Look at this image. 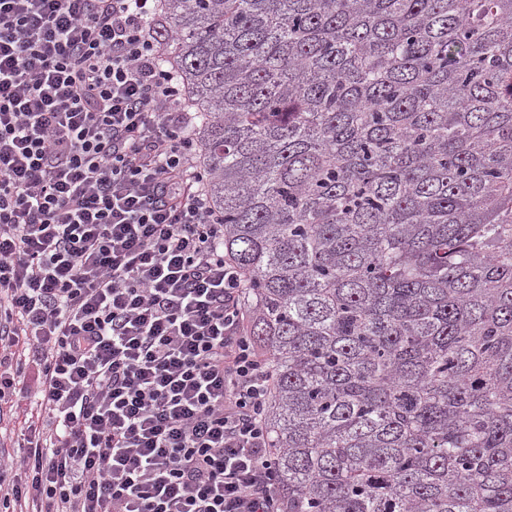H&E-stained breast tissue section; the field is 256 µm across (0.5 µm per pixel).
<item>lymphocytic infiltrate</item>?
Instances as JSON below:
<instances>
[{"mask_svg": "<svg viewBox=\"0 0 512 512\" xmlns=\"http://www.w3.org/2000/svg\"><path fill=\"white\" fill-rule=\"evenodd\" d=\"M157 2L0 0L7 512H283L271 375Z\"/></svg>", "mask_w": 512, "mask_h": 512, "instance_id": "obj_1", "label": "lymphocytic infiltrate"}]
</instances>
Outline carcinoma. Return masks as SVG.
I'll use <instances>...</instances> for the list:
<instances>
[{
	"label": "carcinoma",
	"instance_id": "obj_1",
	"mask_svg": "<svg viewBox=\"0 0 512 512\" xmlns=\"http://www.w3.org/2000/svg\"><path fill=\"white\" fill-rule=\"evenodd\" d=\"M287 512H512V0H160Z\"/></svg>",
	"mask_w": 512,
	"mask_h": 512
}]
</instances>
